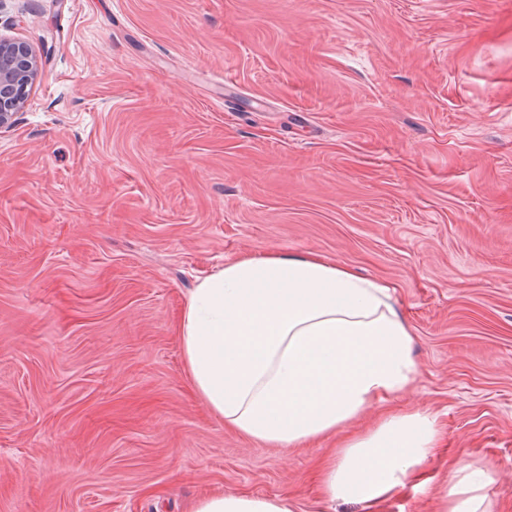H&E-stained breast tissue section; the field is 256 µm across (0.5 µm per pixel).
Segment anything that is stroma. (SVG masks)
I'll return each mask as SVG.
<instances>
[{
    "mask_svg": "<svg viewBox=\"0 0 512 512\" xmlns=\"http://www.w3.org/2000/svg\"><path fill=\"white\" fill-rule=\"evenodd\" d=\"M40 77L0 131V512H314L338 440L271 448L196 398L179 322L244 255L388 281L444 441L512 512V0H0ZM191 512H304L288 497L215 491L199 497Z\"/></svg>",
    "mask_w": 512,
    "mask_h": 512,
    "instance_id": "1",
    "label": "stroma"
}]
</instances>
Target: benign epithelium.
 <instances>
[{
    "label": "benign epithelium",
    "instance_id": "7a95c632",
    "mask_svg": "<svg viewBox=\"0 0 512 512\" xmlns=\"http://www.w3.org/2000/svg\"><path fill=\"white\" fill-rule=\"evenodd\" d=\"M39 74V60L22 41L0 37V130L14 126Z\"/></svg>",
    "mask_w": 512,
    "mask_h": 512
}]
</instances>
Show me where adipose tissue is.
Masks as SVG:
<instances>
[{"label":"adipose tissue","mask_w":512,"mask_h":512,"mask_svg":"<svg viewBox=\"0 0 512 512\" xmlns=\"http://www.w3.org/2000/svg\"><path fill=\"white\" fill-rule=\"evenodd\" d=\"M183 364L196 396L227 429L274 448L341 435L325 463L328 504L379 512L397 490L427 480L443 442L434 413L389 414L345 430L418 374L413 338L390 283L307 253L243 256L200 279L180 321ZM496 472L460 462L437 491V512H496ZM192 512H300L282 496L215 491Z\"/></svg>","instance_id":"adipose-tissue-1"}]
</instances>
